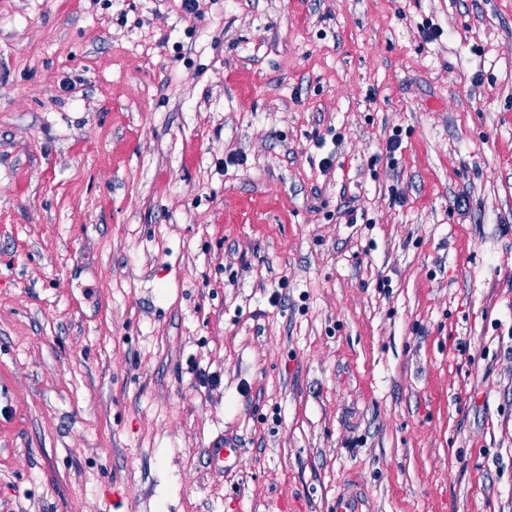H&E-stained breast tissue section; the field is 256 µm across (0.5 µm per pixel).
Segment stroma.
<instances>
[{
    "label": "stroma",
    "mask_w": 512,
    "mask_h": 512,
    "mask_svg": "<svg viewBox=\"0 0 512 512\" xmlns=\"http://www.w3.org/2000/svg\"><path fill=\"white\" fill-rule=\"evenodd\" d=\"M345 490L512 512V0H0V512ZM208 463L214 469H223L226 464L233 462L237 463L240 459V448L235 444L221 443L219 445H212L208 448Z\"/></svg>",
    "instance_id": "obj_1"
}]
</instances>
